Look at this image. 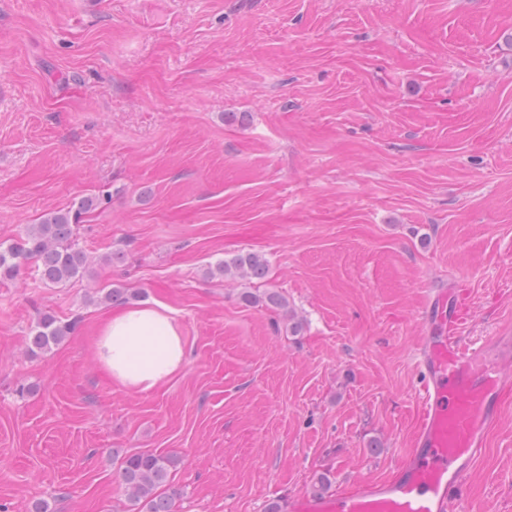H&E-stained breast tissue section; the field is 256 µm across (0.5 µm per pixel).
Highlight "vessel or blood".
<instances>
[{"label": "vessel or blood", "mask_w": 512, "mask_h": 512, "mask_svg": "<svg viewBox=\"0 0 512 512\" xmlns=\"http://www.w3.org/2000/svg\"><path fill=\"white\" fill-rule=\"evenodd\" d=\"M472 317L470 298L444 288L422 311L416 441L396 471L349 494L296 495L289 512H462L486 432L512 405V371L494 344L468 340Z\"/></svg>", "instance_id": "obj_1"}]
</instances>
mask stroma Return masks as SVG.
I'll return each mask as SVG.
<instances>
[{
    "mask_svg": "<svg viewBox=\"0 0 512 512\" xmlns=\"http://www.w3.org/2000/svg\"><path fill=\"white\" fill-rule=\"evenodd\" d=\"M95 194L84 277L0 281V512H121L125 452L178 457L176 512L382 479L428 294L471 290L469 339L512 340V0H0V245ZM242 251L265 282L207 276ZM110 285L177 318L166 384L102 371ZM44 313L76 329L35 356ZM464 508L512 512V406ZM242 303L246 305H257L261 304V306L272 310L278 314H282L284 317L288 318V329L293 335H297L300 332L301 324L298 321L294 320L293 315L290 313L288 307L287 298L281 294L280 292L267 289L262 293L252 292L250 290H245L241 292L239 296Z\"/></svg>",
    "mask_w": 512,
    "mask_h": 512,
    "instance_id": "obj_1",
    "label": "stroma"
}]
</instances>
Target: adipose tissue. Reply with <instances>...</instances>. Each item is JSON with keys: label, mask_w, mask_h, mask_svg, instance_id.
I'll return each instance as SVG.
<instances>
[{"label": "adipose tissue", "mask_w": 512, "mask_h": 512, "mask_svg": "<svg viewBox=\"0 0 512 512\" xmlns=\"http://www.w3.org/2000/svg\"><path fill=\"white\" fill-rule=\"evenodd\" d=\"M94 348L113 382L142 392L163 385L188 360L181 326L160 304L111 316L102 323Z\"/></svg>", "instance_id": "obj_1"}]
</instances>
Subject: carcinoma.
Segmentation results:
<instances>
[{
	"label": "carcinoma",
	"mask_w": 512,
	"mask_h": 512,
	"mask_svg": "<svg viewBox=\"0 0 512 512\" xmlns=\"http://www.w3.org/2000/svg\"><path fill=\"white\" fill-rule=\"evenodd\" d=\"M101 204L100 197L85 196L68 208L45 216L33 225L20 241L0 246V279H12L21 267L34 264L39 280L48 286L64 285L84 275L88 258L76 243L75 226L95 212ZM235 272L254 281L267 276L265 258L255 252H240L228 261L209 269V274L227 275ZM240 300L246 305L260 304L288 318L292 334L300 332L301 324L290 313L287 298L280 292L267 289L262 293L245 290ZM75 323L62 321L51 314L42 315L31 327L29 349L42 353L60 344L69 336ZM178 460L170 455L141 452L122 457L119 480L129 502L127 512H172V496L158 493L166 483Z\"/></svg>",
	"instance_id": "obj_1"
}]
</instances>
